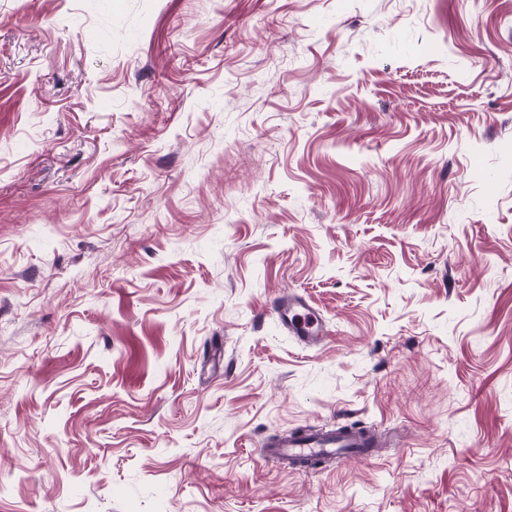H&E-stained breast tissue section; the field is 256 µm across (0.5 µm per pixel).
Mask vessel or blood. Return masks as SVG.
<instances>
[{
    "label": "vessel or blood",
    "instance_id": "b4317fda",
    "mask_svg": "<svg viewBox=\"0 0 512 512\" xmlns=\"http://www.w3.org/2000/svg\"><path fill=\"white\" fill-rule=\"evenodd\" d=\"M270 313L290 336L303 345H321L328 335L319 312L300 295L291 294L276 300ZM375 446L371 433L345 427L326 432L278 431L269 436L262 457L267 461L290 459L313 463Z\"/></svg>",
    "mask_w": 512,
    "mask_h": 512
}]
</instances>
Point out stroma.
<instances>
[{"label":"stroma","instance_id":"35a3bbf8","mask_svg":"<svg viewBox=\"0 0 512 512\" xmlns=\"http://www.w3.org/2000/svg\"><path fill=\"white\" fill-rule=\"evenodd\" d=\"M0 512H512V0H0ZM270 314L297 342L305 346L321 345L328 330L319 312L302 296L289 294L277 299ZM373 434L360 433L345 427L332 431L311 430L310 432H275L268 437L264 445L262 458L265 461L290 459L305 461L307 466L313 462L335 458L344 452H355L370 455L376 447ZM359 448H371L370 451L359 453Z\"/></svg>","mask_w":512,"mask_h":512}]
</instances>
